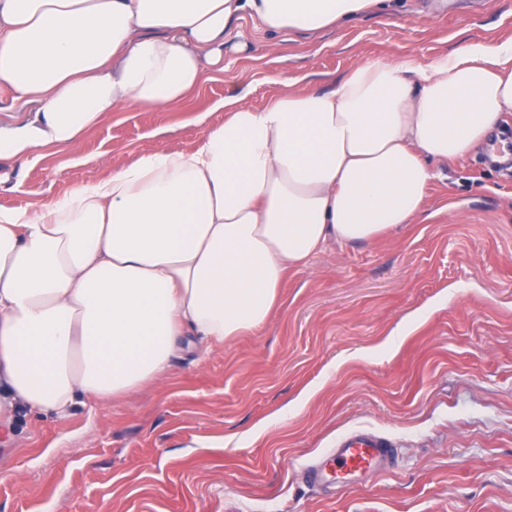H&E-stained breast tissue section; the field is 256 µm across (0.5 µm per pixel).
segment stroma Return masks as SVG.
I'll return each mask as SVG.
<instances>
[{"label":"stroma","mask_w":512,"mask_h":512,"mask_svg":"<svg viewBox=\"0 0 512 512\" xmlns=\"http://www.w3.org/2000/svg\"><path fill=\"white\" fill-rule=\"evenodd\" d=\"M245 51L179 105L107 113L77 147L0 163V207L53 203L137 157L190 150L273 76L331 90L364 59L426 63L512 40V0H400L308 41L237 22ZM485 145L435 173L417 223L328 242L278 291L268 323L204 350L181 338L164 383L0 433V512H512V183ZM107 166H99L100 156ZM387 438L388 469L308 482L341 436Z\"/></svg>","instance_id":"35a3bbf8"}]
</instances>
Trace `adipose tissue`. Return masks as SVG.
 Segmentation results:
<instances>
[{"mask_svg":"<svg viewBox=\"0 0 512 512\" xmlns=\"http://www.w3.org/2000/svg\"><path fill=\"white\" fill-rule=\"evenodd\" d=\"M389 0H0V160L75 146L104 115L179 104L224 69L241 18L309 39ZM225 94L191 150L139 157L39 208H0V425L17 409L132 399L178 337L205 347L270 318L289 270L331 240L416 223L429 164L512 115V40L422 64L369 59L327 92L277 77Z\"/></svg>","mask_w":512,"mask_h":512,"instance_id":"ef3b65f1","label":"adipose tissue"}]
</instances>
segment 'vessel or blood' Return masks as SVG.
<instances>
[{
    "instance_id": "b4317fda",
    "label": "vessel or blood",
    "mask_w": 512,
    "mask_h": 512,
    "mask_svg": "<svg viewBox=\"0 0 512 512\" xmlns=\"http://www.w3.org/2000/svg\"><path fill=\"white\" fill-rule=\"evenodd\" d=\"M394 453L384 437L368 432H353L341 437L331 449L326 466H314L309 479L314 483L343 482L362 472L387 465Z\"/></svg>"
}]
</instances>
